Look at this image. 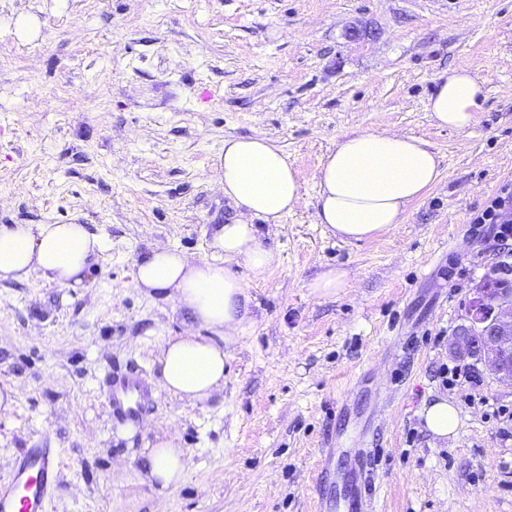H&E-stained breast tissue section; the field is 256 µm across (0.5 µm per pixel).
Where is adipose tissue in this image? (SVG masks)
<instances>
[{
	"mask_svg": "<svg viewBox=\"0 0 512 512\" xmlns=\"http://www.w3.org/2000/svg\"><path fill=\"white\" fill-rule=\"evenodd\" d=\"M482 93L473 75L452 70L428 108L440 126L462 130L474 122ZM439 174L437 154L420 137L385 130L347 134L321 163L316 221L343 241L374 238L399 224ZM214 181L238 215L213 225L211 257L157 244L134 260L133 288L161 294L194 320L183 334L161 337L152 356L159 388L191 404L223 391L224 365L253 322L249 285L274 271L275 251L260 238L256 220L281 223L300 193L285 154L259 136L226 139ZM104 251V241L83 224H0V280L36 274L62 288H80ZM239 262L247 276L232 271ZM143 474L161 495L184 482L187 458L174 436L156 438L145 450Z\"/></svg>",
	"mask_w": 512,
	"mask_h": 512,
	"instance_id": "obj_1",
	"label": "adipose tissue"
}]
</instances>
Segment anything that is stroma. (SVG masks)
I'll return each mask as SVG.
<instances>
[{
  "mask_svg": "<svg viewBox=\"0 0 512 512\" xmlns=\"http://www.w3.org/2000/svg\"><path fill=\"white\" fill-rule=\"evenodd\" d=\"M485 85L475 122L439 127L438 78ZM425 140L440 176L389 232L346 242L315 222L319 168L345 134ZM281 148L300 198L258 224L276 268L224 390L189 405L155 390L152 431L114 420L107 370L152 375L160 336L192 319L131 288L139 252L209 255L237 212L211 180L228 137ZM512 183V0H0V224H84L106 251L84 287L0 280V482L28 447L59 449L48 512H319L317 492L371 452L373 512H512V386L448 340L499 259L470 221ZM351 273L332 297L308 285ZM448 398L456 435L424 425ZM177 431L185 482L140 477Z\"/></svg>",
  "mask_w": 512,
  "mask_h": 512,
  "instance_id": "35a3bbf8",
  "label": "stroma"
}]
</instances>
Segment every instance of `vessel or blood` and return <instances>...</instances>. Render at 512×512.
Returning <instances> with one entry per match:
<instances>
[{
    "label": "vessel or blood",
    "instance_id": "vessel-or-blood-1",
    "mask_svg": "<svg viewBox=\"0 0 512 512\" xmlns=\"http://www.w3.org/2000/svg\"><path fill=\"white\" fill-rule=\"evenodd\" d=\"M103 395L114 418L133 423L149 402L151 388L141 374L111 370L104 378ZM61 468L58 449H24L14 464L10 481L0 485V512H46Z\"/></svg>",
    "mask_w": 512,
    "mask_h": 512
}]
</instances>
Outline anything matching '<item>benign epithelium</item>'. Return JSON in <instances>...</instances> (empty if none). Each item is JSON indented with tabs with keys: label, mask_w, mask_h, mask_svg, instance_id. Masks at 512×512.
Here are the masks:
<instances>
[{
	"label": "benign epithelium",
	"mask_w": 512,
	"mask_h": 512,
	"mask_svg": "<svg viewBox=\"0 0 512 512\" xmlns=\"http://www.w3.org/2000/svg\"><path fill=\"white\" fill-rule=\"evenodd\" d=\"M450 355L485 367L512 385V289L489 275L475 289L467 317L448 342Z\"/></svg>",
	"instance_id": "7a95c632"
}]
</instances>
